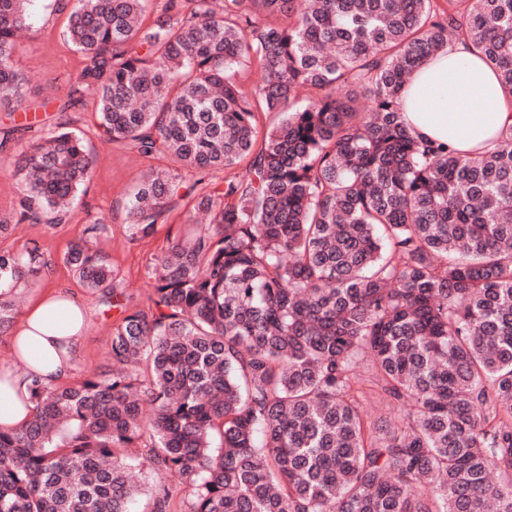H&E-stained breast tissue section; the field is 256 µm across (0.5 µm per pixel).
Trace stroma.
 I'll use <instances>...</instances> for the list:
<instances>
[{"label":"stroma","instance_id":"35a3bbf8","mask_svg":"<svg viewBox=\"0 0 512 512\" xmlns=\"http://www.w3.org/2000/svg\"><path fill=\"white\" fill-rule=\"evenodd\" d=\"M27 12L29 30L19 41L14 60L28 79L26 97L29 107L24 112L0 110V135L26 119L40 123L45 129L59 123L69 124L82 132L95 160V175L74 204L69 223L57 228L22 224L0 243L17 250L24 243L35 240L58 257L70 242L81 237L86 224L96 219L104 220L111 224L112 231L103 241V249L113 265L120 269L130 292L145 297L148 286L141 276L144 266L186 225L206 221L207 216L195 210L194 201L189 198L169 213L154 235L138 241L129 239L123 208L126 198L149 167L174 169L178 163L165 155L149 160L128 145L104 139L94 125L97 101L93 94H86L79 106H68V93L84 67L85 59L65 45L66 16L54 11L50 0H29ZM81 296L89 307V321L74 361L73 376L77 379L105 369L114 319L113 313L105 311L97 294L85 290Z\"/></svg>","mask_w":512,"mask_h":512}]
</instances>
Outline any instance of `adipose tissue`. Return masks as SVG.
I'll list each match as a JSON object with an SVG mask.
<instances>
[{"instance_id": "1", "label": "adipose tissue", "mask_w": 512, "mask_h": 512, "mask_svg": "<svg viewBox=\"0 0 512 512\" xmlns=\"http://www.w3.org/2000/svg\"><path fill=\"white\" fill-rule=\"evenodd\" d=\"M408 130L417 138L469 152L492 147L512 125L497 72L472 45L455 41L409 76L401 93ZM88 324L85 302L68 290L34 293L11 330L23 370L0 365V428L22 426L30 413L32 377L52 386L68 381Z\"/></svg>"}]
</instances>
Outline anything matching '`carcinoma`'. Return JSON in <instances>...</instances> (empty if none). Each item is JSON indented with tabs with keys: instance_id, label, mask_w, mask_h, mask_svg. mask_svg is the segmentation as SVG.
<instances>
[{
	"instance_id": "1",
	"label": "carcinoma",
	"mask_w": 512,
	"mask_h": 512,
	"mask_svg": "<svg viewBox=\"0 0 512 512\" xmlns=\"http://www.w3.org/2000/svg\"><path fill=\"white\" fill-rule=\"evenodd\" d=\"M26 2L0 0L12 112ZM145 4L77 0L65 44L86 64L70 104L93 93L108 140L198 174L147 170L124 204L130 240L192 195L209 222L145 267L143 300L101 248L109 225L63 254L117 313L112 369L33 380L29 420L0 430V512H130L142 460L148 512H512V125L462 154L418 141L399 103L461 37L511 98L512 0H164L153 19ZM243 66L257 88L233 79ZM268 113L281 120L261 135ZM94 171L78 134L35 137L0 239L68 223ZM53 266L35 242L0 248V333ZM367 358L403 425L365 417Z\"/></svg>"
}]
</instances>
